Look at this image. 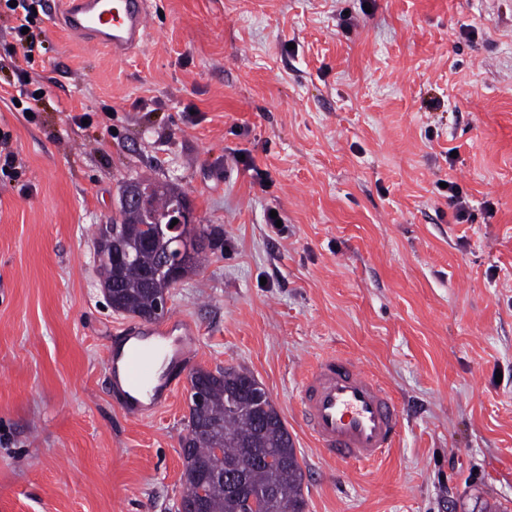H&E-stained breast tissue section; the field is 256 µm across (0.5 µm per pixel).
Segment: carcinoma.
Masks as SVG:
<instances>
[{
    "label": "carcinoma",
    "instance_id": "1",
    "mask_svg": "<svg viewBox=\"0 0 512 512\" xmlns=\"http://www.w3.org/2000/svg\"><path fill=\"white\" fill-rule=\"evenodd\" d=\"M137 185L149 199L146 210H129L112 222V227L97 237V256L102 287L112 309L136 316L153 306L155 293L170 287L167 272H157V256L169 243L171 234L165 230L169 213L187 203L186 195L170 184L139 180ZM183 235L197 241V249L184 256L178 276L184 277L201 266L207 252L218 248L220 233L211 226L184 225ZM126 251L130 259L123 264L113 262V246ZM202 378L206 385L207 403L203 406L189 399V419L186 431L198 425L209 426L207 436L193 446L182 448V500L201 497L207 512H305L302 493L303 469L297 459L291 435L276 410L266 399L254 392L238 389L256 384L248 371L226 367L203 373L190 372V378ZM236 459L261 454L263 463L253 464L246 480L256 495L254 504L229 495L224 482L205 477V472L217 467V453ZM274 490L273 497L266 496Z\"/></svg>",
    "mask_w": 512,
    "mask_h": 512
}]
</instances>
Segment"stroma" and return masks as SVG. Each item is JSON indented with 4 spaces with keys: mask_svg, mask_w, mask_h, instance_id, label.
I'll return each instance as SVG.
<instances>
[{
    "mask_svg": "<svg viewBox=\"0 0 512 512\" xmlns=\"http://www.w3.org/2000/svg\"><path fill=\"white\" fill-rule=\"evenodd\" d=\"M53 8L30 63L0 0V85L48 89L31 115L0 98L21 165L0 176V512H177L188 375L225 366L268 391L305 512H512V0H154L121 59ZM136 178L178 186L224 246L171 288L198 341L133 418L105 351L141 320L112 310L94 242ZM329 354L402 412L376 462L300 422Z\"/></svg>",
    "mask_w": 512,
    "mask_h": 512,
    "instance_id": "35a3bbf8",
    "label": "stroma"
}]
</instances>
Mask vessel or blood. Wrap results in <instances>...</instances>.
Listing matches in <instances>:
<instances>
[{"mask_svg": "<svg viewBox=\"0 0 512 512\" xmlns=\"http://www.w3.org/2000/svg\"><path fill=\"white\" fill-rule=\"evenodd\" d=\"M59 2L64 30L92 49L121 54L146 39L150 0ZM193 334L190 323L174 319L134 329L132 344L113 349L107 367L125 414L135 417L171 399L175 387L162 365L182 358ZM299 400L306 432L330 458L370 462L384 455L399 435L398 405L355 358L328 355L316 361L302 379Z\"/></svg>", "mask_w": 512, "mask_h": 512, "instance_id": "obj_1", "label": "vessel or blood"}]
</instances>
